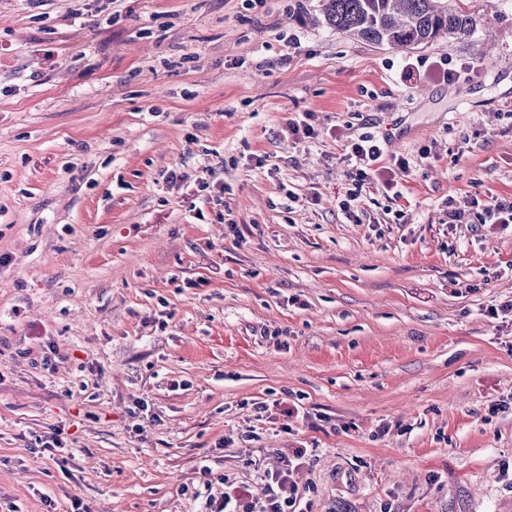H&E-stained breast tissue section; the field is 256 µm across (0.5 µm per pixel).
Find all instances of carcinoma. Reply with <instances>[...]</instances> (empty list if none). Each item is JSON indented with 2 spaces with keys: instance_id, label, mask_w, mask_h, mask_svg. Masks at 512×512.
<instances>
[{
  "instance_id": "carcinoma-1",
  "label": "carcinoma",
  "mask_w": 512,
  "mask_h": 512,
  "mask_svg": "<svg viewBox=\"0 0 512 512\" xmlns=\"http://www.w3.org/2000/svg\"><path fill=\"white\" fill-rule=\"evenodd\" d=\"M324 23L359 39L392 48L427 45L443 37H468L471 13L446 0H320Z\"/></svg>"
}]
</instances>
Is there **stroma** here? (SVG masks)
Listing matches in <instances>:
<instances>
[{
	"instance_id": "obj_1",
	"label": "stroma",
	"mask_w": 512,
	"mask_h": 512,
	"mask_svg": "<svg viewBox=\"0 0 512 512\" xmlns=\"http://www.w3.org/2000/svg\"><path fill=\"white\" fill-rule=\"evenodd\" d=\"M448 4L470 37L395 49L320 0H0V512H196L201 456L295 448L309 512H512V231L473 204L512 200V0ZM364 133L400 193L352 222ZM67 439V433L64 428L52 426L45 436L37 439V444L40 445L39 449L42 452L48 453L49 459L55 463H63L66 459L62 454L58 453H64L63 449L68 448ZM59 455L62 456L61 459H59Z\"/></svg>"
}]
</instances>
